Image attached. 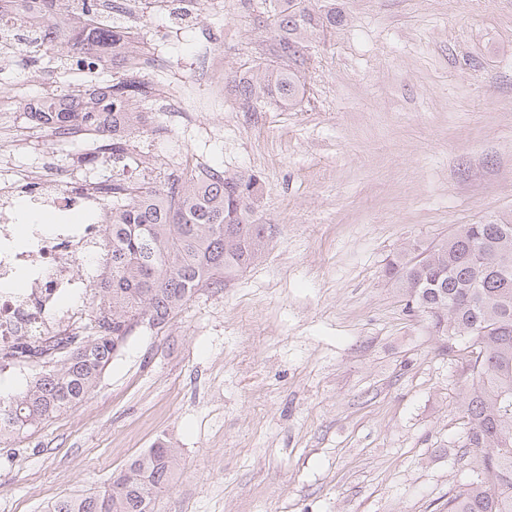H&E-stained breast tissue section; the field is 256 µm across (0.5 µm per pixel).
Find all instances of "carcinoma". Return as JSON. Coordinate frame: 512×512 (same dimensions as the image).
<instances>
[{
  "mask_svg": "<svg viewBox=\"0 0 512 512\" xmlns=\"http://www.w3.org/2000/svg\"><path fill=\"white\" fill-rule=\"evenodd\" d=\"M43 2L49 45L66 57L92 45L112 55L118 76L64 104L49 97L42 122L95 132L110 124L112 135L101 137L85 161L102 154L130 161L129 139L147 126L136 105L151 97L150 85L129 63L130 33L99 19L94 0ZM270 8L273 53L282 62L229 76L235 99L250 112L301 106L309 35L342 22L336 0H270ZM100 192L112 200V250L101 258L103 300L92 308L89 331L66 339L63 359L18 395L0 398V440L20 438L84 401L139 317L164 329L200 289L224 287L269 245V227L254 219L264 186L253 174L229 176L211 167L200 177L171 173L159 184L114 178L102 182ZM385 276L446 343L461 340L468 354L461 447L476 459L480 479L448 497L439 512H512V211L460 224L435 244L412 245L388 262ZM14 354L35 362L49 356L25 336ZM176 466L175 449L159 443L134 458L104 493L64 497L52 512H143V501L168 486Z\"/></svg>",
  "mask_w": 512,
  "mask_h": 512,
  "instance_id": "cac0c4a2",
  "label": "carcinoma"
}]
</instances>
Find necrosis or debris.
<instances>
[{"label":"necrosis or debris","instance_id":"obj_1","mask_svg":"<svg viewBox=\"0 0 512 512\" xmlns=\"http://www.w3.org/2000/svg\"><path fill=\"white\" fill-rule=\"evenodd\" d=\"M54 191L37 197L33 176L0 181V361L16 340L46 346L82 333L99 288L97 260L110 251L105 233L111 206L95 183L76 181L70 168L51 169ZM53 213L56 224L20 225L19 204ZM88 271L77 275L79 262Z\"/></svg>","mask_w":512,"mask_h":512}]
</instances>
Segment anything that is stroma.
<instances>
[{"instance_id": "obj_1", "label": "stroma", "mask_w": 512, "mask_h": 512, "mask_svg": "<svg viewBox=\"0 0 512 512\" xmlns=\"http://www.w3.org/2000/svg\"><path fill=\"white\" fill-rule=\"evenodd\" d=\"M262 0H215L189 21L143 0L111 20L139 33L152 123L127 173L154 182L187 157L265 187L263 258L199 291L161 331L129 336L81 404L0 443V512L104 492L145 449L179 452L155 512H437L478 471L459 446L467 363L443 349L383 270L411 244L512 211V0H336L312 36L300 110L243 112L230 73L270 58ZM210 86L193 87L200 56ZM112 77L54 52L0 54V131L28 99ZM183 91L189 114L160 108ZM91 142L31 131L10 177L86 164Z\"/></svg>"}]
</instances>
